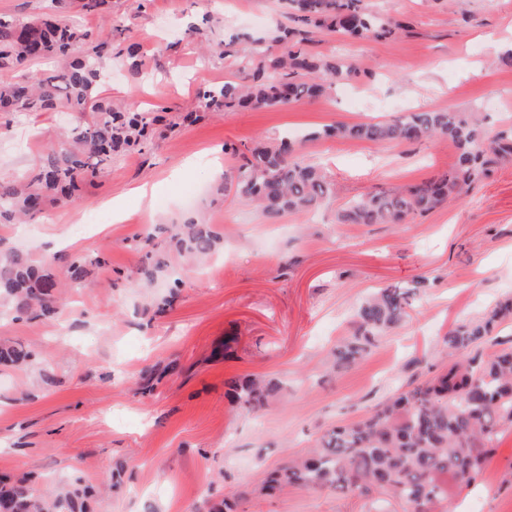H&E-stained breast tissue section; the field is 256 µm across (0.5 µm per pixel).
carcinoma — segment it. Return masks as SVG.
Here are the masks:
<instances>
[{"label": "carcinoma", "instance_id": "obj_1", "mask_svg": "<svg viewBox=\"0 0 512 512\" xmlns=\"http://www.w3.org/2000/svg\"><path fill=\"white\" fill-rule=\"evenodd\" d=\"M286 22L260 36L235 37L239 77L199 92L206 112L260 110L286 101L325 95L337 80L359 73L357 62L311 50L315 36L336 32L357 41L386 40L406 23L367 11L364 0H287ZM110 0H75L81 15L105 11ZM129 26L94 31L73 18L52 13L31 18L0 16V113L32 115L63 108L90 119L68 130L45 148L39 163L21 179L0 178V224H18L43 213L49 204L70 201L75 192L112 165V156L149 148L155 126L167 108L144 112L130 103L116 107L99 96L104 59L127 66L130 76L143 75L140 46L130 40ZM197 40L224 56L223 42H213L193 24L168 45ZM53 60L40 71L30 65ZM339 137L357 141L414 144L447 139L456 146L455 168L430 181L351 199L336 213L338 224H407L449 199L468 192L489 177L498 160L512 159V125L494 127L477 112L425 110L392 119L354 125L336 124L307 134L304 140ZM298 141L286 134L277 143L245 149L224 146L234 156V187L255 203L271 222L288 214L320 208L335 193V184L316 165L295 156ZM180 254L206 259L219 248L220 237L190 216L164 227ZM139 275L151 285L167 263L150 249ZM97 258L74 257L65 268L66 283L32 253L0 250V300L20 318L51 319L60 312L62 288L82 287L88 266ZM409 290L388 286L362 303L356 327L336 348V364L358 363L376 341L408 316ZM512 316V302L489 308L481 319L455 326L443 339L446 349L468 352ZM34 354L20 344L0 345V364L24 367ZM229 390L249 410L266 405L277 386L253 376L233 380ZM512 427V349L464 357L429 379L412 384L363 419L327 431L316 447L271 474L267 488L341 489L368 495L374 491L403 506L404 512H441L455 490L476 482L498 435ZM90 490L80 484L37 494L24 479L0 480V512H85Z\"/></svg>", "mask_w": 512, "mask_h": 512}]
</instances>
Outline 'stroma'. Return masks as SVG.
I'll return each mask as SVG.
<instances>
[{"label": "stroma", "instance_id": "obj_1", "mask_svg": "<svg viewBox=\"0 0 512 512\" xmlns=\"http://www.w3.org/2000/svg\"><path fill=\"white\" fill-rule=\"evenodd\" d=\"M410 27L381 41L324 32L316 51L350 58L357 77L320 98L259 111L204 112L198 91L223 84L236 59L202 57L180 35L203 13L221 17L214 40L265 31L285 0H112L82 17L91 29L131 22L147 78L113 67L105 99L163 105L170 119L198 121L155 138L144 153L115 157L69 204L28 224L0 226L9 245L63 272L71 257H100L58 318H0V342L33 350L25 368L0 366V477L33 476L36 490L75 481L97 487L90 512H207L225 498L235 512H386L377 496L291 489L268 495L266 475L314 447L333 427L360 420L410 382L448 363L443 338L512 295V161L468 195L409 224H340L347 201L448 171L446 140L411 145L306 140L305 162L322 165L335 196L317 211L268 221L216 187L250 147L295 129L389 120L450 108L512 124V0H368ZM178 41L175 50L166 45ZM77 114L0 115V177L34 167ZM150 185V200L137 187ZM224 239L197 269L173 259L153 287L138 284L137 244L156 224L179 223L187 198ZM428 287H416L418 279ZM182 287H173V280ZM386 286L410 288L408 318L357 365L335 367L334 350L355 326L359 303ZM164 374L140 394L141 375ZM261 375L282 389L252 413L233 378ZM452 512H512V428L500 433L478 480Z\"/></svg>", "mask_w": 512, "mask_h": 512}]
</instances>
